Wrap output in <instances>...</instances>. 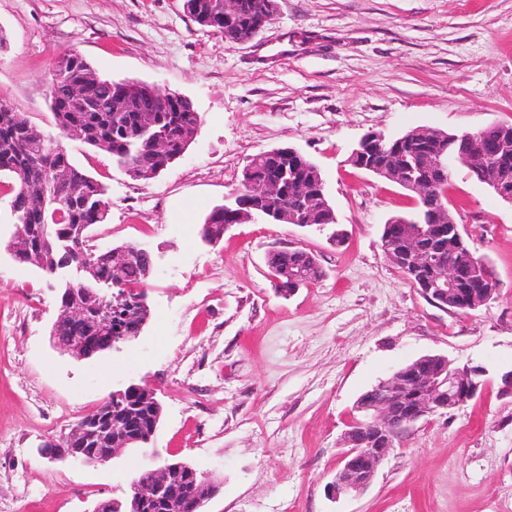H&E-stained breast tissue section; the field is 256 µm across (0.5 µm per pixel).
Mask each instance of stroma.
Wrapping results in <instances>:
<instances>
[{
    "label": "stroma",
    "instance_id": "obj_1",
    "mask_svg": "<svg viewBox=\"0 0 512 512\" xmlns=\"http://www.w3.org/2000/svg\"><path fill=\"white\" fill-rule=\"evenodd\" d=\"M0 34V99L107 188L110 220L91 245L132 242L154 260L140 336L72 356L50 336L55 289L6 248L16 226L0 175V512H94L171 459L218 481L205 512H512V399L496 379L512 370V203L454 167L449 207L499 290L479 310L448 311L381 248L382 225L413 197L349 162L372 130L512 123V0H278L272 22L238 44L191 20L183 0H0ZM71 51L102 78L189 99L202 122L183 157L136 181L61 137L47 78ZM281 147L319 165L344 241L257 219L204 244L207 215L249 159ZM293 248L323 275L285 296L267 258ZM426 354L490 378L452 415L421 420L363 494L331 500L357 398ZM132 383L163 406L150 448L95 466L39 454Z\"/></svg>",
    "mask_w": 512,
    "mask_h": 512
}]
</instances>
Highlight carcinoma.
I'll return each mask as SVG.
<instances>
[{"label": "carcinoma", "mask_w": 512, "mask_h": 512, "mask_svg": "<svg viewBox=\"0 0 512 512\" xmlns=\"http://www.w3.org/2000/svg\"><path fill=\"white\" fill-rule=\"evenodd\" d=\"M240 10L236 20L224 24V0H183L184 11L198 25L213 29L230 43H240L247 37L249 27L259 14L257 7L263 0H238ZM87 92L84 104L71 103L75 85ZM50 107L56 128L63 132L75 120L90 126L91 137L84 144L108 153L112 162L131 174L132 179L149 181L166 170L170 155L187 149L201 124V116L185 97L159 88L137 83L121 85L100 77L77 52L64 54L57 61L48 84ZM150 115L155 118V130L166 134L169 153L157 154L149 150L145 137L138 132V119ZM29 117L0 99V173L11 179L10 209L17 224L35 229L34 240L18 242L19 258L55 279L54 269L71 249L78 257L87 251L89 230L109 219V203L104 185L83 169L74 165L66 147L30 132ZM407 151V144L394 141L372 154L374 162H391ZM500 170L497 159L488 155L484 162L471 171L476 180L491 185ZM269 173L261 154L251 157L242 171L239 192L247 199L258 191L259 182ZM450 172L434 170L429 190L415 199L412 218H422L437 201L448 200ZM317 211L314 224L323 228L336 224L329 199L315 197ZM405 218L393 217L383 224L381 247L391 254L402 238ZM451 246L459 256L469 251L464 238L442 237L428 244V252L436 253L437 245ZM282 271L281 280L286 290L293 288L289 273L299 269L308 272V281L322 276L315 256L304 249H288L273 256ZM148 257L134 256L119 269L112 267V251L94 252L92 271L88 279L72 288H60L57 295L56 318L51 335L62 339L82 335L95 328L92 317L103 310L112 313V329L103 333L101 350L117 348L134 341L146 323L148 308L136 303L143 298L147 286L145 272ZM104 280L110 288L98 291L97 281ZM70 304L82 306L91 319L78 321L60 310Z\"/></svg>", "instance_id": "carcinoma-1"}]
</instances>
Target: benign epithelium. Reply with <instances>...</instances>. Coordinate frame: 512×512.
<instances>
[{"label": "benign epithelium", "instance_id": "1", "mask_svg": "<svg viewBox=\"0 0 512 512\" xmlns=\"http://www.w3.org/2000/svg\"><path fill=\"white\" fill-rule=\"evenodd\" d=\"M462 136L473 142V146L462 153L452 156L447 148L441 147L435 152L434 163H428L422 155L414 152L400 158L398 164L391 167L388 178L417 194H425L429 187V172L432 168H445L457 162L476 165L484 159L487 146L476 140L468 132ZM387 137L380 132H370L359 142L353 151V157L361 162L367 161L366 151L374 146H382ZM496 151L502 156L503 176L494 183L498 194L512 202V177L508 175L512 167V149L508 142H498ZM267 157L282 165L283 173L288 166L302 159V153L294 148H275L267 151ZM283 182L273 178L262 183L259 200L246 206L240 203L238 193H233V202L224 205V210L236 209L231 224H241L254 216L271 219L279 223L296 224L300 227L309 223L303 210L282 206L277 212H268L267 204L281 196ZM229 224V225H231ZM224 225V228H229ZM448 230V235H460L459 225L448 220V204L438 202L425 217L424 223L416 222L405 230L401 247L393 255L396 263L417 271L429 267L431 278L427 280V297L437 306L445 309L466 296L472 300V310L488 304L495 299V288H461L459 284L466 279L470 266L485 264L482 259L470 257L465 264L455 255L430 260L423 249V241L431 234ZM145 254L147 250L131 244L112 251V264L121 266L135 254ZM98 336H83L63 344L64 350L80 358H89L97 351ZM424 365L428 371L420 373L412 368H399L374 386L375 399L360 407H355L359 419L345 430L341 443L346 447L341 466L333 479L327 484L328 494L334 498L356 496L367 490L373 483L382 462L394 449L397 436L407 433L421 419L433 415H448L466 401L474 398L484 384L488 374L486 368L464 364L455 366L448 358L439 355H424L415 361V365ZM83 426L77 428L59 444L55 441L41 446L40 454L50 460L69 459L79 464L103 465L120 450L136 440L137 434L126 428L124 417L112 416L111 420L102 418L101 409H96L82 419ZM180 469L168 463L132 479L135 491L133 502L137 512H142L145 504L159 507L162 512H182L184 501L191 502L192 512H203L204 505L215 496L207 485H189L183 492L177 491V474Z\"/></svg>", "mask_w": 512, "mask_h": 512}]
</instances>
